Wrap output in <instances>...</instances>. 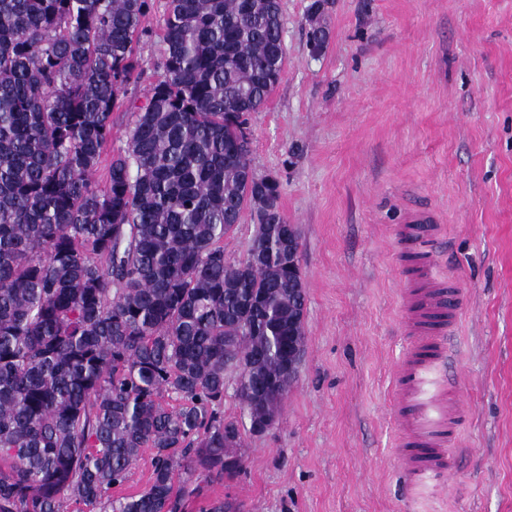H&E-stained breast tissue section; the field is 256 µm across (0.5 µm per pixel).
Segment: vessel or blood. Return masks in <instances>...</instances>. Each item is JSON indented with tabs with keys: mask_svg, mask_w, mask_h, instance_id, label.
Returning <instances> with one entry per match:
<instances>
[{
	"mask_svg": "<svg viewBox=\"0 0 512 512\" xmlns=\"http://www.w3.org/2000/svg\"><path fill=\"white\" fill-rule=\"evenodd\" d=\"M428 218V213H415L399 232L405 251L421 260L422 282L402 290L405 330L412 344L394 370L393 417L401 432L404 475L419 486L436 488L454 471L448 445L456 438L463 410L448 405V336L458 320L455 291L430 277L432 255L417 236L418 223Z\"/></svg>",
	"mask_w": 512,
	"mask_h": 512,
	"instance_id": "1",
	"label": "vessel or blood"
}]
</instances>
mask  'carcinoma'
<instances>
[{"label":"carcinoma","instance_id":"cac0c4a2","mask_svg":"<svg viewBox=\"0 0 512 512\" xmlns=\"http://www.w3.org/2000/svg\"><path fill=\"white\" fill-rule=\"evenodd\" d=\"M148 8L0 0V512H181L194 473L244 470L226 462L229 367L244 407L276 415L288 337L305 336L278 184L229 126L282 72L277 0H166L163 73L94 180ZM247 206L258 228L231 261ZM259 378L282 394L258 397ZM144 448L147 488L112 498Z\"/></svg>","mask_w":512,"mask_h":512}]
</instances>
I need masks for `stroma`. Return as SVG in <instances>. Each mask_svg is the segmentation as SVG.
Returning <instances> with one entry per match:
<instances>
[{
	"label": "stroma",
	"mask_w": 512,
	"mask_h": 512,
	"mask_svg": "<svg viewBox=\"0 0 512 512\" xmlns=\"http://www.w3.org/2000/svg\"><path fill=\"white\" fill-rule=\"evenodd\" d=\"M310 3L282 0L285 66L248 116L253 165L301 242L299 373L275 426L244 433L241 476L184 512H512V0H328L317 55ZM164 4L138 46L141 96L163 72ZM414 209L461 294L448 375L470 412L432 493L400 472L391 420L400 282L419 276L396 231Z\"/></svg>",
	"instance_id": "1"
}]
</instances>
